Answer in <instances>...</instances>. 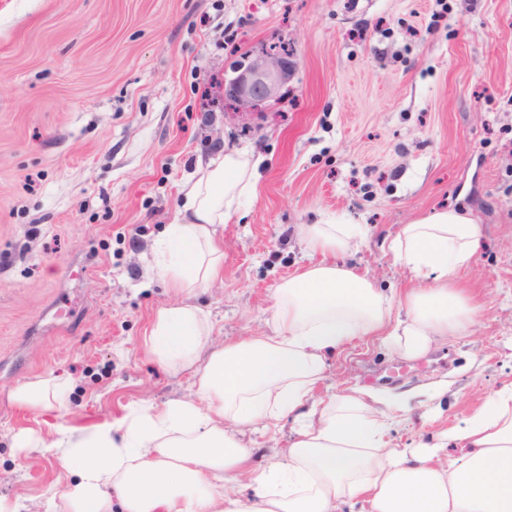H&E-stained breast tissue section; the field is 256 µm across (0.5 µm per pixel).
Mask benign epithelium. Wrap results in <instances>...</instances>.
I'll return each instance as SVG.
<instances>
[{
	"mask_svg": "<svg viewBox=\"0 0 512 512\" xmlns=\"http://www.w3.org/2000/svg\"><path fill=\"white\" fill-rule=\"evenodd\" d=\"M296 61L270 52L250 54L231 68L224 95L243 112L270 108L283 99L282 89L294 74Z\"/></svg>",
	"mask_w": 512,
	"mask_h": 512,
	"instance_id": "1",
	"label": "benign epithelium"
}]
</instances>
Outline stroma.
I'll use <instances>...</instances> for the list:
<instances>
[{
	"label": "stroma",
	"mask_w": 512,
	"mask_h": 512,
	"mask_svg": "<svg viewBox=\"0 0 512 512\" xmlns=\"http://www.w3.org/2000/svg\"><path fill=\"white\" fill-rule=\"evenodd\" d=\"M287 50L282 102L241 112L224 74ZM259 157L256 195L220 227L224 274L195 289L221 345L268 333L273 292L312 262L304 226L341 213L365 238L340 262L399 297L402 225L465 207L484 244L459 277L481 309L469 335L407 360L381 337L332 356L321 395L444 382L390 423L432 441L512 381V0H0V499L44 512L65 475L25 430L119 421L140 399L194 395L144 338L176 294L153 247L182 189L224 150ZM70 385L62 410L16 404L22 383ZM295 423L244 430L250 465Z\"/></svg>",
	"instance_id": "1"
}]
</instances>
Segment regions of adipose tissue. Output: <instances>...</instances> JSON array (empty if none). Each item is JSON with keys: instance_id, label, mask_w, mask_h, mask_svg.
Segmentation results:
<instances>
[{"instance_id": "ef3b65f1", "label": "adipose tissue", "mask_w": 512, "mask_h": 512, "mask_svg": "<svg viewBox=\"0 0 512 512\" xmlns=\"http://www.w3.org/2000/svg\"><path fill=\"white\" fill-rule=\"evenodd\" d=\"M258 163L240 150L209 161L183 189L180 223L154 247V265L176 292L216 280L224 266L220 225L256 193ZM360 225L329 217L307 225V250L348 252ZM483 244L469 213L440 210L403 225L389 249L411 285L391 300L353 268L309 264L273 296L270 332L215 347L209 313L190 303L157 309L144 346L163 368L193 372V398L129 406L119 423L64 427L48 439L21 433V449L56 451L76 477L63 488L67 512H512V382L488 396L464 425L430 445L393 447L389 414L407 396L348 389L316 390L331 354L371 336L415 359L437 341L468 332L480 306L458 286ZM69 385L57 377L21 384L16 402L63 407ZM293 417L294 437L267 468L249 467L251 450L236 429ZM247 481L249 493L237 486Z\"/></svg>"}]
</instances>
